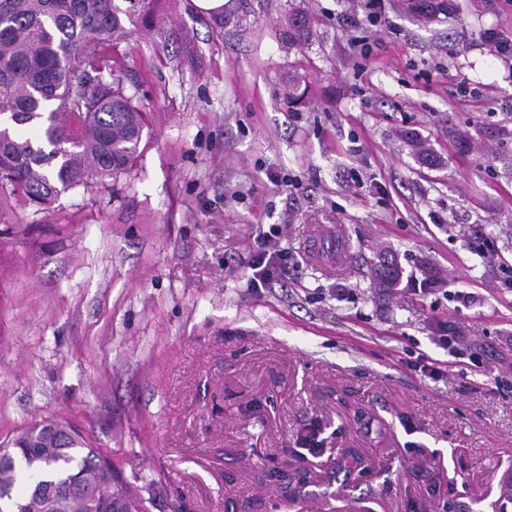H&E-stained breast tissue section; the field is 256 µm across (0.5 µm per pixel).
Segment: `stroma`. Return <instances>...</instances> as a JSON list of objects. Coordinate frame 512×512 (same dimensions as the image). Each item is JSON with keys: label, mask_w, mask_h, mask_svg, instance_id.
I'll list each match as a JSON object with an SVG mask.
<instances>
[{"label": "stroma", "mask_w": 512, "mask_h": 512, "mask_svg": "<svg viewBox=\"0 0 512 512\" xmlns=\"http://www.w3.org/2000/svg\"><path fill=\"white\" fill-rule=\"evenodd\" d=\"M297 8L316 36L292 48ZM493 33L512 39V0H246L225 23L160 0L112 52L148 113L133 166L48 205L0 182V442L69 422L148 512H512V57ZM274 224L288 258L257 290ZM386 253L399 281L372 287ZM444 322L477 365L451 361Z\"/></svg>", "instance_id": "35a3bbf8"}]
</instances>
